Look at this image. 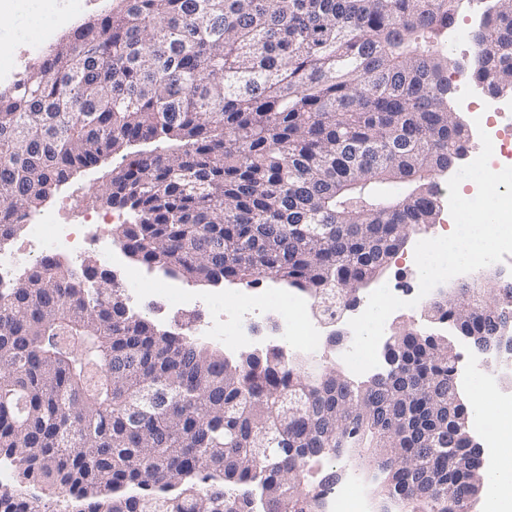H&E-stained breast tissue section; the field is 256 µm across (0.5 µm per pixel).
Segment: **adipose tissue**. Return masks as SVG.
<instances>
[{"label":"adipose tissue","instance_id":"ef3b65f1","mask_svg":"<svg viewBox=\"0 0 512 512\" xmlns=\"http://www.w3.org/2000/svg\"><path fill=\"white\" fill-rule=\"evenodd\" d=\"M42 21L40 0H26L20 9L12 0H0V47L11 45L17 32L37 29ZM467 397L501 450L499 464L485 475L483 512H512V405L486 394L477 383L469 388Z\"/></svg>","mask_w":512,"mask_h":512}]
</instances>
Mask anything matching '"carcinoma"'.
I'll return each mask as SVG.
<instances>
[{"instance_id":"cac0c4a2","label":"carcinoma","mask_w":512,"mask_h":512,"mask_svg":"<svg viewBox=\"0 0 512 512\" xmlns=\"http://www.w3.org/2000/svg\"><path fill=\"white\" fill-rule=\"evenodd\" d=\"M452 0H118L0 91V240L73 172L140 142L96 199L128 207L133 260L187 283L263 278L355 304L438 216L443 155L463 154L448 70L512 93V0H494L462 69ZM114 273L44 256L0 293V458L61 487L71 512H320L310 469L372 449L384 495L443 485L423 512H462L453 467L473 408L443 334L400 328L363 381L266 346L234 360L129 310ZM428 312L495 328L463 293ZM165 394L145 406L142 388ZM271 448L268 456L255 449ZM292 493L284 495L283 484ZM0 512H51L0 492Z\"/></svg>"}]
</instances>
